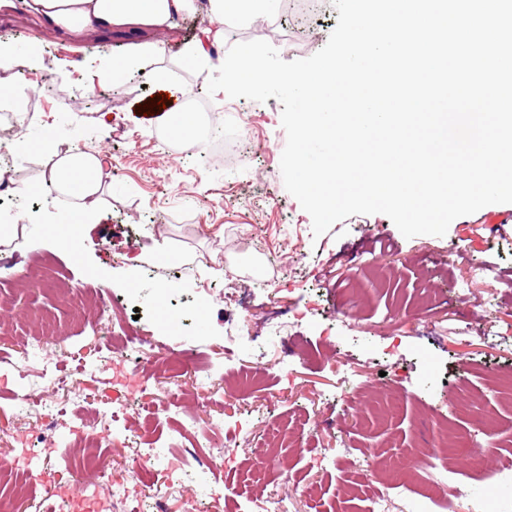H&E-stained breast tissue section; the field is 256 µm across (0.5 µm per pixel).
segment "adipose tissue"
<instances>
[{
    "label": "adipose tissue",
    "mask_w": 512,
    "mask_h": 512,
    "mask_svg": "<svg viewBox=\"0 0 512 512\" xmlns=\"http://www.w3.org/2000/svg\"><path fill=\"white\" fill-rule=\"evenodd\" d=\"M31 8L48 22L56 37L95 35L116 27L165 28L179 16L195 12L197 0H31ZM52 185H65L78 204L71 224L55 227L60 236L78 238L91 219L103 186L100 152L73 151L48 171Z\"/></svg>",
    "instance_id": "ef3b65f1"
}]
</instances>
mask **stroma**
Instances as JSON below:
<instances>
[{"mask_svg": "<svg viewBox=\"0 0 512 512\" xmlns=\"http://www.w3.org/2000/svg\"><path fill=\"white\" fill-rule=\"evenodd\" d=\"M337 18L332 0H280L273 19L229 29L213 59L248 40L307 58ZM206 24L199 12L162 32L49 41L26 8L0 18V35L40 45L46 65L27 75L40 85L34 117L0 133L12 180L30 188L0 205L14 229L0 239V349L39 343L25 367L0 366V458L53 461L83 443L78 416L94 412L122 481L149 443L141 418L157 417L163 435L192 416L223 460L224 512H253L270 494L289 512H359L344 478L409 481L445 445L459 470L512 464V210L488 205L442 237L405 238L383 214L317 237L283 183L276 98L212 96L200 136L211 141L221 118L223 150L207 154L135 119L160 95L145 76L93 89L102 59L136 44L164 41L160 64L175 68ZM81 147L102 151L107 177L71 249L48 229L72 207L41 179ZM121 328L140 344L135 359L112 350ZM153 362L168 369L142 387ZM45 363L63 379L48 398L56 440L35 444L37 418L13 394ZM50 480L28 482L21 512H47L49 493L67 499L83 482L56 467Z\"/></svg>", "mask_w": 512, "mask_h": 512, "instance_id": "obj_1", "label": "stroma"}]
</instances>
